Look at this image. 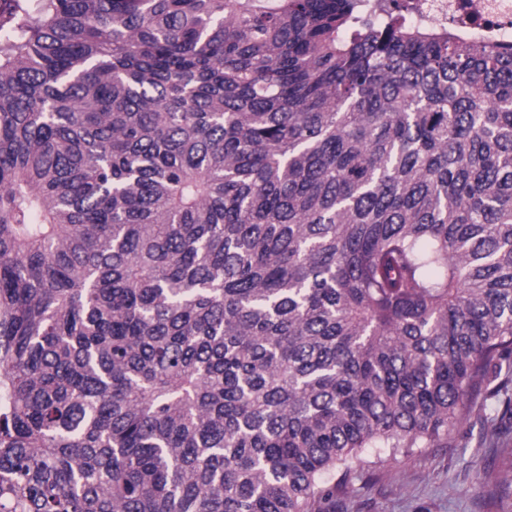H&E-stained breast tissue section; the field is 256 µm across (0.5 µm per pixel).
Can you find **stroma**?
Masks as SVG:
<instances>
[{"label":"stroma","mask_w":512,"mask_h":512,"mask_svg":"<svg viewBox=\"0 0 512 512\" xmlns=\"http://www.w3.org/2000/svg\"><path fill=\"white\" fill-rule=\"evenodd\" d=\"M322 512H512V416L480 395L435 448L382 457Z\"/></svg>","instance_id":"obj_1"}]
</instances>
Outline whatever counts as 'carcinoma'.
<instances>
[{"mask_svg":"<svg viewBox=\"0 0 512 512\" xmlns=\"http://www.w3.org/2000/svg\"><path fill=\"white\" fill-rule=\"evenodd\" d=\"M4 2L0 512H321L512 409V42Z\"/></svg>","mask_w":512,"mask_h":512,"instance_id":"cac0c4a2","label":"carcinoma"}]
</instances>
